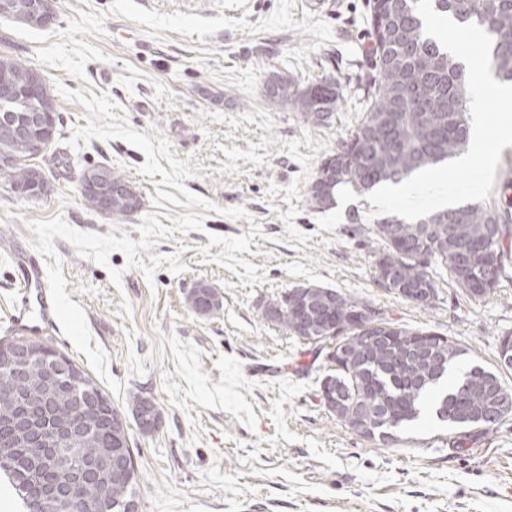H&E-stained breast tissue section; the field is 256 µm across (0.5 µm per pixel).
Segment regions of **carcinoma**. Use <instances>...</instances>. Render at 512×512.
I'll list each match as a JSON object with an SVG mask.
<instances>
[{
	"mask_svg": "<svg viewBox=\"0 0 512 512\" xmlns=\"http://www.w3.org/2000/svg\"><path fill=\"white\" fill-rule=\"evenodd\" d=\"M417 0H393L391 22L395 36L379 47L368 50L371 73L361 79L359 90L365 111L350 136L340 142L325 158L344 162L340 175L325 183L315 173L308 187L306 201L312 209H324L321 195L336 194L338 187H349L365 193L383 183H400L419 170L449 161L468 147L470 137V99L466 87L467 71L442 45L425 35L423 21L415 9ZM10 17L23 26L41 29L43 25L31 13L32 0H9ZM433 7L449 13L465 24L475 23L492 37L491 66L502 82L512 83V0H433ZM0 73L7 74L18 91L10 101L0 100V155L9 154L16 162L0 168V184L11 191L33 189L47 180V173L70 164L67 152L60 146L59 128H37L34 136L48 143L41 157L44 166L30 163L29 140L16 134L18 119L32 112H48L59 117L51 85L44 81L32 97L27 92L34 82L36 70L25 63L0 55ZM271 99L288 105L314 124L328 123L326 113L336 111L341 89L336 81L326 79L299 86L283 75L271 76ZM83 180L107 184L126 182L124 175L106 165L85 168ZM426 224L404 220L394 233L387 232L382 219L367 229L374 243L375 256L389 265L405 270L408 284L414 288H430L439 292L445 279L466 296L469 272L456 262V252L463 248L475 268H494L495 282L482 296L496 293L501 279L512 280V203L491 200L437 211L424 218ZM426 250L430 259H419ZM339 295V314L367 303L347 293L327 289ZM211 301L208 314L221 309L216 291L210 286L194 289L190 308L200 313L198 301ZM375 323L394 327L386 339L367 344L360 329L349 332L351 339L345 353L352 363L343 366L328 358V349L312 346L313 356L327 359V374L320 388L354 408L339 421L355 434L384 445L399 441V432L423 416L440 422L458 424L450 432L449 443L457 452L466 451L477 435L473 426H486L493 405L494 391L512 396V385L506 383L501 368L471 361L454 378V366L465 361L467 350L450 336L423 341L427 330L399 324L376 311ZM278 324L290 335L300 338L291 309L282 304ZM15 337L0 340V419L16 412L23 400H37L45 392V365L67 356L49 344L27 338L39 353L24 376H12L7 357ZM66 379L70 389L60 392L53 405L58 420L79 416L81 433L62 444L66 453L81 462L109 449L113 453L131 455L127 432L120 439L112 436V421L123 419V412L112 404L109 396L74 361H69ZM11 456L0 458V472L21 493L26 512H128L134 502L138 470L130 468L112 479H85L74 496L46 503L42 483L35 477L37 449L29 442L10 447Z\"/></svg>",
	"mask_w": 512,
	"mask_h": 512,
	"instance_id": "obj_1",
	"label": "carcinoma"
}]
</instances>
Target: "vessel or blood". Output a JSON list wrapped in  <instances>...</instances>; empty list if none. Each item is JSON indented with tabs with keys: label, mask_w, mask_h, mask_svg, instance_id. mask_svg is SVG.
Wrapping results in <instances>:
<instances>
[{
	"label": "vessel or blood",
	"mask_w": 512,
	"mask_h": 512,
	"mask_svg": "<svg viewBox=\"0 0 512 512\" xmlns=\"http://www.w3.org/2000/svg\"><path fill=\"white\" fill-rule=\"evenodd\" d=\"M17 286L23 297L34 298V305H21L11 317V333L26 336L43 335L47 327L56 322L57 310L50 296L46 294L47 286L44 266L39 258L27 260V270L18 281Z\"/></svg>",
	"instance_id": "vessel-or-blood-1"
}]
</instances>
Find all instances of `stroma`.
<instances>
[{
	"mask_svg": "<svg viewBox=\"0 0 512 512\" xmlns=\"http://www.w3.org/2000/svg\"><path fill=\"white\" fill-rule=\"evenodd\" d=\"M55 24L0 17V54L53 88L73 164L31 199L0 185V339L21 296L8 249L36 252L62 319L46 337L123 413L151 397L156 432L129 423L136 512H512V417L460 454L417 423L384 446L320 402L312 353L264 306L301 284L333 288L494 365L512 333V281L467 298L445 284L419 306L378 283L372 206L351 191L310 209L325 154L362 116L367 0H54ZM280 74L334 78L330 124L270 100ZM119 170L141 197L98 214L83 167ZM207 283L222 303L201 316ZM204 286H205V288H195L191 292V294L188 298L189 306L195 313L201 314L202 309L198 310V308H199L198 299L200 298V296H203V298H201V300L203 301L202 305H206V310L208 311V313L206 315H214L218 311H220L221 302L217 296L216 291L213 288H211L208 285H204ZM207 300H211L212 308H210V304L207 303Z\"/></svg>",
	"mask_w": 512,
	"mask_h": 512,
	"instance_id": "stroma-1",
	"label": "stroma"
}]
</instances>
